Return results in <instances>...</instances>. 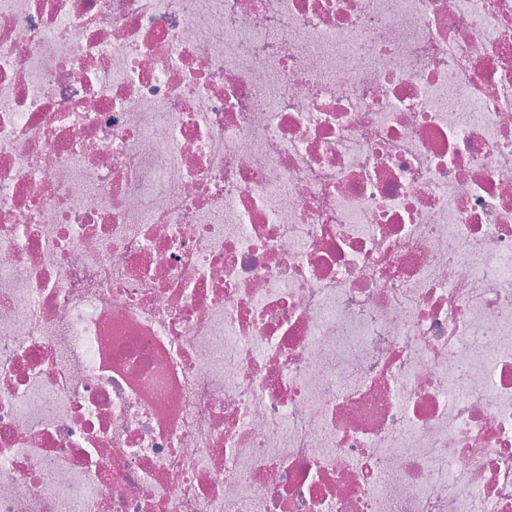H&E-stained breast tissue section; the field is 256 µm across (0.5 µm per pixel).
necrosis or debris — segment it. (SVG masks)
I'll list each match as a JSON object with an SVG mask.
<instances>
[{
    "mask_svg": "<svg viewBox=\"0 0 512 512\" xmlns=\"http://www.w3.org/2000/svg\"><path fill=\"white\" fill-rule=\"evenodd\" d=\"M0 512H512V0H0Z\"/></svg>",
    "mask_w": 512,
    "mask_h": 512,
    "instance_id": "obj_1",
    "label": "necrosis or debris"
}]
</instances>
